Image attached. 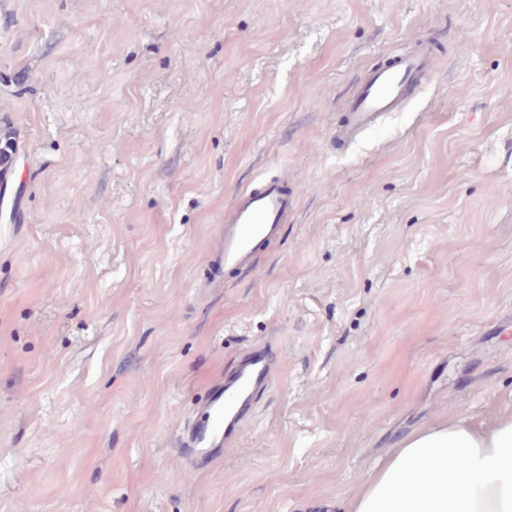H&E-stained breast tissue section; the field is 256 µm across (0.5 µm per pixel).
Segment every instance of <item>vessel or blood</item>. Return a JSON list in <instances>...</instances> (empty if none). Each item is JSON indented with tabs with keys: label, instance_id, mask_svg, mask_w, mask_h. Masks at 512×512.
Returning a JSON list of instances; mask_svg holds the SVG:
<instances>
[{
	"label": "vessel or blood",
	"instance_id": "obj_1",
	"mask_svg": "<svg viewBox=\"0 0 512 512\" xmlns=\"http://www.w3.org/2000/svg\"><path fill=\"white\" fill-rule=\"evenodd\" d=\"M432 73L431 53L423 45L366 72L348 102L347 120L336 131L337 141H354L385 114L401 111ZM286 184V179L280 178L237 196L211 252L217 267L250 265L267 241L277 235L293 208ZM276 370L274 353L268 347L256 346L240 355L235 366L212 386L197 419L179 439L192 460L239 437L256 395L273 383Z\"/></svg>",
	"mask_w": 512,
	"mask_h": 512
}]
</instances>
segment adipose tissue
<instances>
[{
    "instance_id": "1",
    "label": "adipose tissue",
    "mask_w": 512,
    "mask_h": 512,
    "mask_svg": "<svg viewBox=\"0 0 512 512\" xmlns=\"http://www.w3.org/2000/svg\"><path fill=\"white\" fill-rule=\"evenodd\" d=\"M346 512H512V414L417 429L371 469Z\"/></svg>"
}]
</instances>
